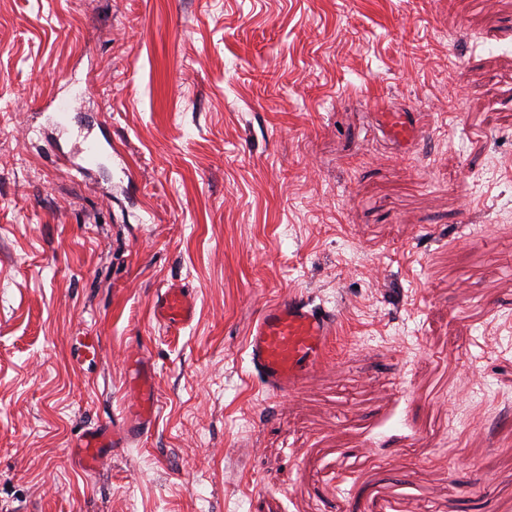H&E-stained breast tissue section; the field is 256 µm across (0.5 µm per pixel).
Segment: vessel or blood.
I'll use <instances>...</instances> for the list:
<instances>
[{"instance_id":"b4317fda","label":"vessel or blood","mask_w":512,"mask_h":512,"mask_svg":"<svg viewBox=\"0 0 512 512\" xmlns=\"http://www.w3.org/2000/svg\"><path fill=\"white\" fill-rule=\"evenodd\" d=\"M381 123L387 138L403 150L409 149L418 135V121L411 112L382 113ZM104 149L99 137L83 138L76 148L75 171L88 170ZM195 313L194 297L181 286H169L158 298L157 315L167 325L189 323ZM337 319L336 311L303 298H288L266 307L246 345L251 368L260 383L279 395L296 391L323 361ZM125 382L131 400L120 415L85 430L75 442L78 462L86 470H97L111 451L145 438L160 414L155 371L144 354L128 359Z\"/></svg>"}]
</instances>
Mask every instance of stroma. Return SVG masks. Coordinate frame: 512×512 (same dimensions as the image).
Masks as SVG:
<instances>
[{"label": "stroma", "instance_id": "stroma-1", "mask_svg": "<svg viewBox=\"0 0 512 512\" xmlns=\"http://www.w3.org/2000/svg\"><path fill=\"white\" fill-rule=\"evenodd\" d=\"M294 296L340 317L282 398L245 346ZM138 351L161 413L84 470ZM511 434L512 0H0V512H512ZM381 123L387 138L404 151L412 146L418 135L419 125L415 112H383ZM102 151H105V145L99 137L84 136L76 148L75 157L80 160V163L71 164L70 169L83 173L91 167L90 163L96 160L98 152ZM196 313L194 297L179 285H170L160 293L157 301V316L169 326L191 322Z\"/></svg>", "mask_w": 512, "mask_h": 512}]
</instances>
